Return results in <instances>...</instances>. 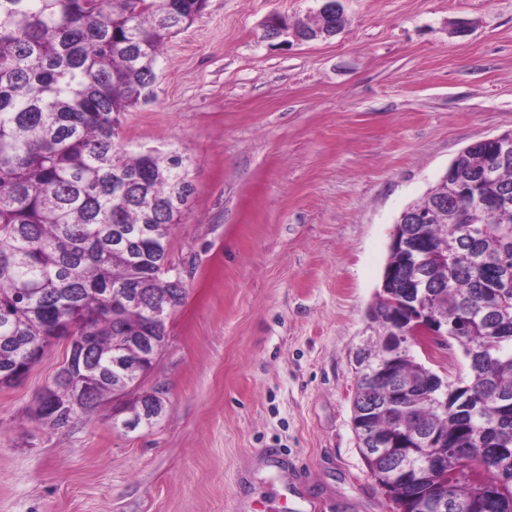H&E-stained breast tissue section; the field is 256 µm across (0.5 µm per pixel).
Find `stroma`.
<instances>
[{
  "label": "stroma",
  "instance_id": "1",
  "mask_svg": "<svg viewBox=\"0 0 512 512\" xmlns=\"http://www.w3.org/2000/svg\"><path fill=\"white\" fill-rule=\"evenodd\" d=\"M343 6L336 36L283 45L262 22L317 0H207L167 42L120 128L182 155L195 188L170 241L188 297L142 383L166 413L32 420L55 342L0 387V512H278L297 469L332 512H389L351 427L354 353L400 212L512 131V0Z\"/></svg>",
  "mask_w": 512,
  "mask_h": 512
}]
</instances>
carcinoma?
<instances>
[{"mask_svg":"<svg viewBox=\"0 0 512 512\" xmlns=\"http://www.w3.org/2000/svg\"><path fill=\"white\" fill-rule=\"evenodd\" d=\"M207 0H0V376L33 362L62 322L90 341L80 381L94 411L139 375L113 366L137 357L127 336L149 330L148 310L124 304L142 289L151 308L171 314L187 288L174 278L170 236L194 186L183 158L158 150L134 152L120 141L124 112L147 101L167 41L190 26ZM305 41L342 27V17L273 18ZM491 145L473 144L419 202L437 207L420 225L437 249L418 257L417 291L448 328L427 340L458 346L466 372L451 380L420 362L412 347L391 343V321L410 326L408 300L379 288L367 310L375 335L362 358L352 427L361 405L391 406L371 414L368 430L397 439L418 437L440 458L442 471L417 489L391 480L393 461L366 458L372 476L391 485L386 498L404 512L417 496H447L453 512H512V159L494 169L502 210L474 213L486 191L481 177ZM141 397L127 400L114 425L142 419Z\"/></svg>","mask_w":512,"mask_h":512,"instance_id":"obj_1","label":"carcinoma"}]
</instances>
